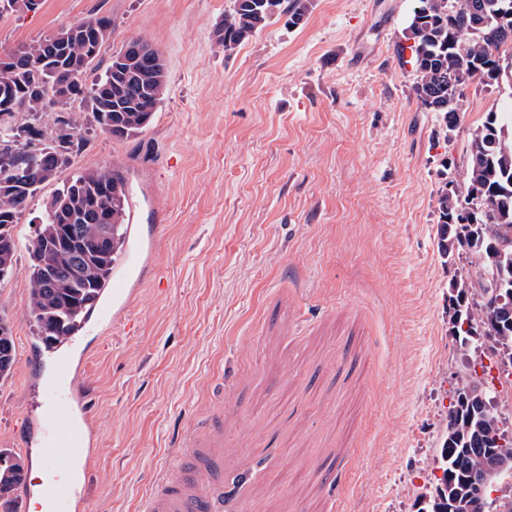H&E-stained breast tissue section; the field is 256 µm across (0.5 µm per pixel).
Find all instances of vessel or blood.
<instances>
[{
	"label": "vessel or blood",
	"mask_w": 512,
	"mask_h": 512,
	"mask_svg": "<svg viewBox=\"0 0 512 512\" xmlns=\"http://www.w3.org/2000/svg\"><path fill=\"white\" fill-rule=\"evenodd\" d=\"M56 369L59 385L42 410L46 427L41 456L45 466L52 470L69 466L83 455L85 448L84 430L73 421L75 371L63 357L57 358ZM223 441V431L217 430L178 449L176 476L158 482L155 492L145 500L142 512H215L208 477L214 463L224 457L219 449ZM85 492V485L68 481H55L41 489L50 512H64L73 499L84 497Z\"/></svg>",
	"instance_id": "vessel-or-blood-1"
}]
</instances>
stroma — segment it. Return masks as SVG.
<instances>
[{"mask_svg":"<svg viewBox=\"0 0 512 512\" xmlns=\"http://www.w3.org/2000/svg\"><path fill=\"white\" fill-rule=\"evenodd\" d=\"M230 0H40L0 16V52L95 13L101 62L133 37L166 60L149 128L117 139L85 120L77 170L127 172L132 222L104 292L61 345L95 409L93 476L70 512H139L175 451L224 414L223 512H422L459 377L451 284L472 255L438 249L437 192L506 90L469 86L454 131L411 93L397 46L414 0H314L224 53ZM0 282L17 360L0 381V448L41 467L54 377L28 316L30 224Z\"/></svg>","mask_w":512,"mask_h":512,"instance_id":"1","label":"stroma"}]
</instances>
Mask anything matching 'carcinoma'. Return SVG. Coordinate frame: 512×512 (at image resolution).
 <instances>
[{"label":"carcinoma","instance_id":"1","mask_svg":"<svg viewBox=\"0 0 512 512\" xmlns=\"http://www.w3.org/2000/svg\"><path fill=\"white\" fill-rule=\"evenodd\" d=\"M469 0H416L405 38L415 72L411 89L424 108L439 113L445 129L457 125L462 99L456 87H491L512 78V37L495 27H477L465 13ZM313 0H232L212 30L214 43L234 51L270 20L288 15L300 25ZM112 39V19L96 18V26L70 25L11 53L17 62L0 67V281L17 263L15 228L30 203L51 184L57 188L42 201L40 238L29 240L28 314L39 335L61 342L75 334L99 302L127 234L129 189L124 168L114 164L84 169L68 178L62 173L85 142L75 113L56 118L50 132L42 126L46 111L87 102L96 126L111 136L128 139L142 134L163 103L167 65L161 52L143 38H133L112 55L91 84L82 76L95 65ZM29 121L16 125L17 114ZM456 190L438 191L441 256L450 262L468 250L477 258L475 274L451 284L456 292L454 334L467 349L480 334L489 350L512 367V324L486 321L488 301L512 312V121L490 112L471 137L464 170ZM471 208L466 224L457 210ZM70 235L69 250L54 247L60 233ZM16 348L10 323L0 317V379L13 370ZM488 388L467 376L454 389L448 410V432L440 452L443 476L429 495L423 512H476L471 477L483 466L479 448L490 438L512 457V435ZM27 479L25 459L11 448L0 449V512H16V494Z\"/></svg>","mask_w":512,"mask_h":512}]
</instances>
